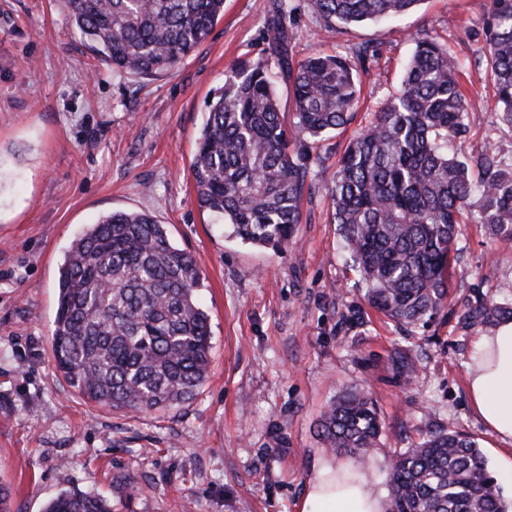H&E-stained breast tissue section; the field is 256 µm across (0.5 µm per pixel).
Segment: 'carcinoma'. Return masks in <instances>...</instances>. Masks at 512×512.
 Wrapping results in <instances>:
<instances>
[{"label": "carcinoma", "instance_id": "obj_1", "mask_svg": "<svg viewBox=\"0 0 512 512\" xmlns=\"http://www.w3.org/2000/svg\"><path fill=\"white\" fill-rule=\"evenodd\" d=\"M422 0H307L326 26L377 21ZM69 19L114 72L153 79L174 70L210 36L224 0H66ZM290 0H273L266 56L243 60L207 103L191 165L200 208L221 217L241 242L283 252L301 223L313 152L344 128L360 78L348 58H294ZM484 73L512 126V0H495L486 24ZM401 91L349 142L328 189L332 221L364 297L400 328L435 317L448 299L459 224L474 219L512 240V164L485 146L460 156L474 104L459 89L460 63L427 35ZM277 70H272L269 61ZM288 86L294 121L281 118L276 83ZM201 269L166 227L144 212L114 211L70 244L59 271L51 354L66 382L89 402L152 412L192 400L207 379L211 329L198 302ZM512 308L483 303L462 315L490 323ZM382 424L370 393L353 389L319 422L327 448L369 455ZM389 512H505L501 489L476 441L430 434L396 456ZM45 512H112L96 494L65 491Z\"/></svg>", "mask_w": 512, "mask_h": 512}]
</instances>
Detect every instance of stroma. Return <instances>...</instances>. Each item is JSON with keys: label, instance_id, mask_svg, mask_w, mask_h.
Masks as SVG:
<instances>
[{"label": "stroma", "instance_id": "35a3bbf8", "mask_svg": "<svg viewBox=\"0 0 512 512\" xmlns=\"http://www.w3.org/2000/svg\"><path fill=\"white\" fill-rule=\"evenodd\" d=\"M272 0H224L206 42L174 71H112L70 24L63 0H0V482L9 512H44L64 490L106 497L112 512H298L329 453L322 412L348 388L372 393L385 433L357 466L388 494L392 459L433 431L478 442L502 495L512 477L499 441L473 412L466 364L490 325L463 323L482 302L512 304V241L461 227L447 304L400 329L371 310L330 222L328 189L351 135L400 88L413 34L426 33L468 71L475 110L463 151L490 146L512 162L480 78L492 0H422L386 22L325 28L292 0L296 58L368 50L353 121L321 143L294 244L282 253L229 238L202 210L191 163L206 102L244 59L263 54ZM147 210L202 270L212 330L209 374L178 408L126 413L93 405L56 372L48 339L58 270L71 241L116 211ZM414 362L405 382L393 352Z\"/></svg>", "mask_w": 512, "mask_h": 512}]
</instances>
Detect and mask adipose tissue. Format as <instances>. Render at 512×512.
<instances>
[{"instance_id":"1","label":"adipose tissue","mask_w":512,"mask_h":512,"mask_svg":"<svg viewBox=\"0 0 512 512\" xmlns=\"http://www.w3.org/2000/svg\"><path fill=\"white\" fill-rule=\"evenodd\" d=\"M471 405L504 447L500 464L512 472V319L479 336L467 363ZM388 503L351 465L328 462L308 479L300 512H387Z\"/></svg>"}]
</instances>
